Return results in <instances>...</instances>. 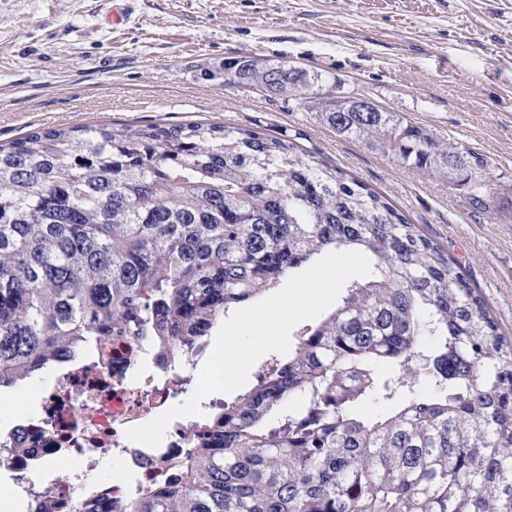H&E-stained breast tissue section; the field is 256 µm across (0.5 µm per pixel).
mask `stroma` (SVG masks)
<instances>
[{
	"instance_id": "stroma-1",
	"label": "stroma",
	"mask_w": 512,
	"mask_h": 512,
	"mask_svg": "<svg viewBox=\"0 0 512 512\" xmlns=\"http://www.w3.org/2000/svg\"><path fill=\"white\" fill-rule=\"evenodd\" d=\"M0 0V145L47 129L190 122L287 132L378 192L452 259L512 341V220L311 113L224 83L231 58L285 59L467 146L512 196V0Z\"/></svg>"
}]
</instances>
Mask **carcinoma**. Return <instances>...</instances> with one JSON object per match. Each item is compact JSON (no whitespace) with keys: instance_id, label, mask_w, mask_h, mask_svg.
<instances>
[{"instance_id":"carcinoma-1","label":"carcinoma","mask_w":512,"mask_h":512,"mask_svg":"<svg viewBox=\"0 0 512 512\" xmlns=\"http://www.w3.org/2000/svg\"><path fill=\"white\" fill-rule=\"evenodd\" d=\"M224 70L512 218L473 152L401 113L357 112L285 59ZM333 250L371 276L127 512H512V342L445 251L285 132L98 124L0 146V392L104 337L192 346Z\"/></svg>"}]
</instances>
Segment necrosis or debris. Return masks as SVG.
<instances>
[{"instance_id":"1","label":"necrosis or debris","mask_w":512,"mask_h":512,"mask_svg":"<svg viewBox=\"0 0 512 512\" xmlns=\"http://www.w3.org/2000/svg\"><path fill=\"white\" fill-rule=\"evenodd\" d=\"M206 360L195 348L161 353L118 336L98 340L40 382L35 410L0 431V480L22 494L26 512H124L146 485L172 480L201 439L192 417L173 420L156 447L126 430L181 403ZM110 458L120 472L101 479Z\"/></svg>"}]
</instances>
